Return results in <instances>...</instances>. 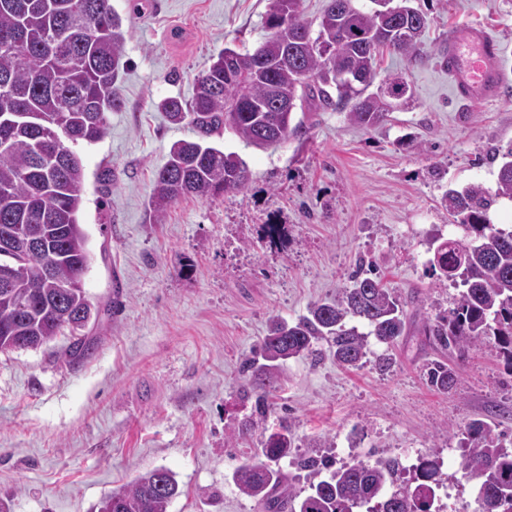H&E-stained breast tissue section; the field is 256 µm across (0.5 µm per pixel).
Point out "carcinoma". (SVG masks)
I'll use <instances>...</instances> for the list:
<instances>
[{
  "mask_svg": "<svg viewBox=\"0 0 512 512\" xmlns=\"http://www.w3.org/2000/svg\"><path fill=\"white\" fill-rule=\"evenodd\" d=\"M301 0H273L264 26L268 35L253 52L226 47L198 76L190 103L170 98L162 108L171 121L196 135L175 142L156 171L150 206L162 217L189 196L224 197L241 191L249 170L235 152L209 143L229 130L246 144L268 148L299 133L296 110H336L350 123L371 128L389 112V95L409 90L401 73L376 78L377 56L386 49L409 58L418 53L427 19L405 3L362 11L353 0H327L317 31L304 22ZM125 35L112 0H0V352L38 348L66 327L84 328L96 310L83 288L91 260L88 235L79 222L84 170L73 146L92 145L109 133L108 114L122 107L118 80L124 69ZM347 74L352 82L342 79ZM57 127L59 143L44 132ZM501 159L496 187L471 184L442 196L446 212L460 218L463 239H440L429 260L443 285L460 289L454 307L425 324L443 349L464 352L489 345L512 369V224H493L489 211L512 201V144L494 149ZM369 326L363 333L347 321ZM406 327L398 299L385 288L372 262L360 261L351 284L333 300H320L293 323L275 319L257 357L246 363L257 390L248 431H260L261 447L235 470L239 492L262 512H431L440 464L422 458L415 486L395 490V466L353 458L341 466L326 456H302L298 465L329 476L297 492L276 464L295 440L288 425L266 434L267 396L276 388L281 363L324 353L346 367L367 354V336L393 343ZM328 349L318 348L321 342ZM430 386L448 390L455 375L443 361L427 367ZM459 468L476 481L479 512H512V440L486 422L465 429ZM179 484L166 468L149 470L113 490L98 512H168Z\"/></svg>",
  "mask_w": 512,
  "mask_h": 512,
  "instance_id": "1",
  "label": "carcinoma"
}]
</instances>
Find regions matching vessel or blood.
<instances>
[{
    "mask_svg": "<svg viewBox=\"0 0 512 512\" xmlns=\"http://www.w3.org/2000/svg\"><path fill=\"white\" fill-rule=\"evenodd\" d=\"M439 62L448 73L455 100L469 106L498 101L512 74L502 42L473 23L449 30Z\"/></svg>",
    "mask_w": 512,
    "mask_h": 512,
    "instance_id": "1",
    "label": "vessel or blood"
}]
</instances>
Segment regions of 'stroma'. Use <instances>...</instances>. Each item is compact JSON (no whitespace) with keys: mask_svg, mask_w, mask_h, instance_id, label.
Here are the masks:
<instances>
[{"mask_svg":"<svg viewBox=\"0 0 512 512\" xmlns=\"http://www.w3.org/2000/svg\"><path fill=\"white\" fill-rule=\"evenodd\" d=\"M126 31L123 107L99 143L78 145L85 180L80 221L89 235L86 294L98 310L70 356V330L26 350L0 352V498L12 512H95L141 473L172 470L181 494L169 512H260L233 471L259 445L244 432L255 393L241 373L278 316L295 321L374 263L400 298L408 327L392 347L369 340L358 368L331 357L288 360L278 372L268 430L288 424L298 446L328 440L337 463L357 456L405 464L438 460L448 496L436 512H474V481L449 449L475 420L512 435V370L495 350L440 348L427 320L452 308L429 259L436 237H462L440 206L451 187L496 185L495 147L512 142V78L481 107L451 97L439 66L450 28L477 22L512 60V0H411L429 27L416 57L383 54L380 72L403 73L405 103L363 129L345 113L304 115L307 132L259 149L225 131L214 146L238 153L250 180L213 200L179 199L163 219L149 206L154 172L190 126L159 105L190 102L197 76L230 46L254 50L272 0H112ZM111 168V186L98 183ZM275 222L283 241L267 237ZM391 352L387 371L378 355ZM456 372L445 391L427 365Z\"/></svg>","mask_w":512,"mask_h":512,"instance_id":"1","label":"stroma"}]
</instances>
